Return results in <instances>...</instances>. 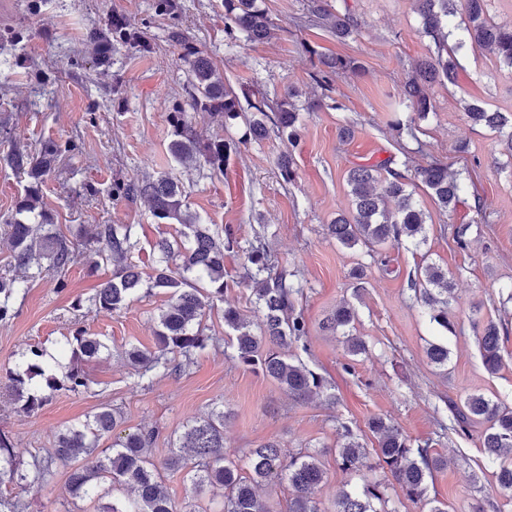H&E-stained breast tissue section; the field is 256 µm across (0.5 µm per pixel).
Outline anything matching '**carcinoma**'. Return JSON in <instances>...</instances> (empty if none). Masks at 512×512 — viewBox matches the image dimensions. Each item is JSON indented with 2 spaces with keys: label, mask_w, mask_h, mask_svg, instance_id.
<instances>
[{
  "label": "carcinoma",
  "mask_w": 512,
  "mask_h": 512,
  "mask_svg": "<svg viewBox=\"0 0 512 512\" xmlns=\"http://www.w3.org/2000/svg\"><path fill=\"white\" fill-rule=\"evenodd\" d=\"M412 2L423 33L435 47L432 56L413 64L400 90L402 102L418 118L423 119L432 111L429 95L432 84L454 79L455 50L467 44L490 49L500 62L512 68V27L491 21L486 0ZM459 3L463 5L466 21L461 27V38L450 46V25ZM308 12L324 20L338 39L358 34L355 16L348 10L335 9L332 0H310ZM273 29L274 23L263 7V0H224V37L228 44L233 45L242 38L258 42L269 38ZM87 40L99 65L110 64L113 56L122 51L140 52L150 48L120 14L112 15L107 29H90ZM168 40L180 49V60L189 73L184 100L175 103L169 115L168 149L174 161L205 167L214 175L224 174L231 146L218 136L201 144L190 117L192 112L220 113L226 126L244 119L246 140L266 138L270 123L278 133L288 135V141H296L298 112L294 98L299 95L298 90L288 87L274 107L265 96L256 98L248 92L240 96L224 86V77L214 63L174 22L169 25ZM306 51L317 56L318 66L312 79L322 86L329 84L339 70L359 68L351 59L324 55L309 46ZM464 109L475 126L499 133L512 128V113L490 112L474 102L465 103ZM61 155V146L50 139L43 142L35 155L21 151L7 155L10 166L26 173L31 183L16 214L0 225L10 241V265L21 274L19 278L0 275V320L12 316L11 300L18 289L27 287L28 282L42 277L46 271L62 274L74 261L76 250L82 248L94 265L102 261L113 265L112 276L100 284L92 298L96 309L112 312L122 309L143 285L168 294V304L158 316L155 349L132 347L125 351V357L140 376L167 373L175 368V356L188 358L208 345L210 337L204 334L202 321L206 308L216 301H224V252L238 245L235 231L227 225L224 233L214 232L200 215L191 213L179 180L173 176L113 181V200H143L154 218L179 225L178 239L161 238L155 243L154 250L159 253L162 265L145 281L131 260L132 225L97 224L87 235L77 230L73 240L46 230L47 216L37 206V183ZM347 184L353 209L336 217L327 226L328 233L347 248L365 247L371 263L379 265L385 264L379 246L407 241L418 248L427 241L426 214L414 199L418 185L426 187L434 204L444 212L455 210L463 193L460 179L448 175V165L433 160L415 168L410 166L408 157L401 162L399 170L386 164L356 165L348 171ZM245 258L246 278L260 285L256 289L255 305L262 321L254 330L237 310L224 309V325L233 331L228 345L233 357L248 368L262 371L297 399H308L322 392L323 378L297 355L286 354L293 347L307 350V323L298 307L302 286L292 280L287 269L274 270L262 235H256L249 243ZM410 288L426 309L430 322L447 333H455V324L448 313L453 301L448 272L433 263H425L410 281ZM354 319V307L344 303L323 322V329L343 335L347 352L353 356L365 349L363 340L349 331ZM474 328L483 365L495 374L503 365L499 325L477 318ZM106 348L99 337L89 336L82 330L65 337L61 354L69 357L70 367L59 378L50 365H42L44 351L32 347L26 368L7 372L5 387L14 394L19 412L35 415L59 391H88L90 380L79 363L97 357ZM426 355L437 369L448 372V344L433 342ZM455 411L456 427L461 431L474 419L488 423L482 448L488 462L496 468L499 494L512 500V409L480 394H469ZM116 425L117 413L106 405L84 422L60 432L46 464L35 468L33 481L45 479L53 466L60 464L68 470L67 486L72 499L114 494L112 503L103 507L102 512H196L193 505L187 503L180 507L170 496L164 473L178 471L185 472L197 493L208 488L224 491V512H268L257 498V488L284 482L289 490L287 512H399L396 507L388 508V484L368 479L360 490L342 488L336 495L333 510L321 508L314 494L325 482L326 472L318 454L287 455L274 442L249 449V474L241 475L235 462L224 456L222 404L187 425L176 447L159 463L148 454V448L158 436L154 429L129 432L112 439L110 446L100 448L101 440L111 439ZM367 428L375 439L373 449L364 445L352 426L340 425L339 435L344 443L338 448L339 468L349 475L380 468L391 475L404 498L421 505L424 512H447V506L426 496L427 477L441 466L442 460L426 447L413 446L387 418L373 417ZM27 479L13 463L9 437L0 433V484L6 480L22 483Z\"/></svg>",
  "instance_id": "cac0c4a2"
}]
</instances>
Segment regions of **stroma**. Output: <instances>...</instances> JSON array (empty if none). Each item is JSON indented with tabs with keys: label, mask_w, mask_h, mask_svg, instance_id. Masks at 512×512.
<instances>
[{
	"label": "stroma",
	"mask_w": 512,
	"mask_h": 512,
	"mask_svg": "<svg viewBox=\"0 0 512 512\" xmlns=\"http://www.w3.org/2000/svg\"><path fill=\"white\" fill-rule=\"evenodd\" d=\"M306 0H264L277 26L260 43L229 50L224 46V0H178V23L197 46L211 56L224 82L234 91L247 88L273 97L296 87L304 108L296 147L271 138L244 141L243 124L225 126L222 115L196 113L194 127L201 142L223 135L232 146L223 174L184 168L169 156V114L182 100L188 71L167 41L168 20L156 17L152 0H20L0 14V34L23 30L14 44L0 37V219L15 213L29 179L9 166L12 150L35 151L41 141L71 144L39 186L54 231L72 236L80 225L130 224L136 247L133 259L150 274L157 257L156 240L176 238L177 227L158 222L139 201H113L117 179L173 173L180 180L191 211L209 219L215 231L233 225L239 242L266 234L278 267L293 272L304 286L298 304L308 324L307 349L299 357L326 379L325 394L309 400L289 396L270 377L248 369L227 352L224 310L237 309L258 323L252 284L245 281L240 249L224 255V299L208 310L207 347L182 369L139 378L123 350L134 344L153 348L157 316L168 297L159 290L139 291L118 312L96 309L92 298L112 274L111 264L91 267L77 256L62 275L30 282L14 299L11 319L0 322V375L20 365L29 347L55 356L75 330L100 337L108 351L85 362L88 392L56 393L37 415L15 410L0 389V432L9 436L20 472L33 474L47 458L60 431L83 422L100 405L121 413L116 434L154 429L158 438L149 450L163 460L192 420L223 403L224 453L243 461L249 448L277 441L284 453H318L327 481L317 491L330 506L348 480L336 462L340 423L364 427L382 416L397 424L416 444H429L443 460L428 482V497L445 503L448 512H512V503L497 491L494 470L481 447L483 423L466 431L453 427L452 406L479 392L512 407V172L503 170L505 145L498 134L474 127L464 114L465 101L512 113V70L488 50L463 47L454 82L434 84L433 110L419 120L425 155L434 156L460 174L466 185L463 201L452 213L440 211L424 190L415 199L427 213V242L386 247L387 265L369 267L364 248H346L327 230L337 214L350 209L348 170L358 164H380L402 157L411 139L389 127L397 112V93L412 64L430 55L432 44L420 31L411 0H333L350 10L360 25L357 37L337 41L325 27L293 26ZM125 15L147 37L152 49L116 55L113 64L96 65L86 39L90 28L105 26L113 13ZM355 59L360 72L336 75L329 89L315 85L310 50ZM322 99L307 111L308 101ZM466 144L468 152L456 148ZM291 150L296 177L284 183L276 160ZM483 212H476L475 201ZM467 230L469 246L457 247L453 230ZM430 261L448 269L455 299L449 310L455 335L430 323L410 289L418 265ZM367 265L363 290H355L353 271ZM357 316L352 332L365 341V353L351 356L342 336L322 329V321L342 302ZM502 326L503 366L488 373L481 360L472 315ZM447 341L450 363L439 371L426 348ZM66 472L21 487L0 484V494L20 500L24 512H99L95 500L72 501Z\"/></svg>",
	"instance_id": "1"
}]
</instances>
